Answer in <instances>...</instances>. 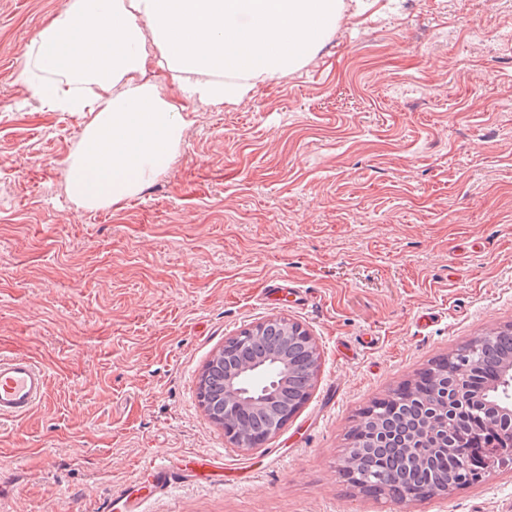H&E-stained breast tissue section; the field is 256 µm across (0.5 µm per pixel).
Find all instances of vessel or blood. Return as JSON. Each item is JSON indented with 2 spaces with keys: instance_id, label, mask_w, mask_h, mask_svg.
Returning a JSON list of instances; mask_svg holds the SVG:
<instances>
[{
  "instance_id": "1",
  "label": "vessel or blood",
  "mask_w": 512,
  "mask_h": 512,
  "mask_svg": "<svg viewBox=\"0 0 512 512\" xmlns=\"http://www.w3.org/2000/svg\"><path fill=\"white\" fill-rule=\"evenodd\" d=\"M47 389V373L32 357L0 355L1 420L29 414L45 397ZM223 467V457L208 454H189L177 461L150 460L141 466L134 482L113 491L107 512H145L149 500L168 496L191 480L209 483L213 471Z\"/></svg>"
}]
</instances>
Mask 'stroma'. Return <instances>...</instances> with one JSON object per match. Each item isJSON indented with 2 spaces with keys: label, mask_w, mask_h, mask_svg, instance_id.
I'll return each instance as SVG.
<instances>
[{
  "label": "stroma",
  "mask_w": 512,
  "mask_h": 512,
  "mask_svg": "<svg viewBox=\"0 0 512 512\" xmlns=\"http://www.w3.org/2000/svg\"><path fill=\"white\" fill-rule=\"evenodd\" d=\"M63 3L0 0V354L49 375L31 415L0 420V512H103L145 456L193 452L223 476L147 512H512V466L413 502L339 472L358 412L512 323V0H344L310 63L203 108L164 176L79 213L64 160L88 116L17 80ZM274 315L321 365L243 453L197 380Z\"/></svg>",
  "instance_id": "obj_1"
}]
</instances>
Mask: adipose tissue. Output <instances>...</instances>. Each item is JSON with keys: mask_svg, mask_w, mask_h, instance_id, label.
<instances>
[{"mask_svg": "<svg viewBox=\"0 0 512 512\" xmlns=\"http://www.w3.org/2000/svg\"><path fill=\"white\" fill-rule=\"evenodd\" d=\"M343 0H65L20 79L53 112L90 119L65 160L75 211L111 208L165 175L193 107L244 98L311 61Z\"/></svg>", "mask_w": 512, "mask_h": 512, "instance_id": "adipose-tissue-1", "label": "adipose tissue"}]
</instances>
